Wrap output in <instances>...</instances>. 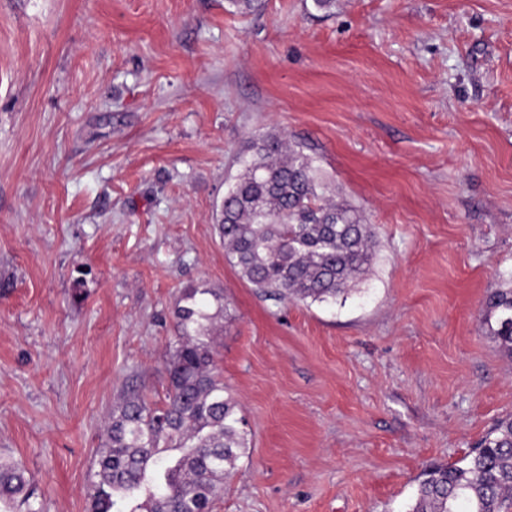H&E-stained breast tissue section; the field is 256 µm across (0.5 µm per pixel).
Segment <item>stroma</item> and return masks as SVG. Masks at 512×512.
Returning a JSON list of instances; mask_svg holds the SVG:
<instances>
[{"label":"stroma","instance_id":"35a3bbf8","mask_svg":"<svg viewBox=\"0 0 512 512\" xmlns=\"http://www.w3.org/2000/svg\"><path fill=\"white\" fill-rule=\"evenodd\" d=\"M376 235L346 300L241 279L217 216L256 135ZM512 278V0H0V461L90 512L109 413L163 397L184 288L251 432L212 512H406L512 417L478 319Z\"/></svg>","mask_w":512,"mask_h":512}]
</instances>
